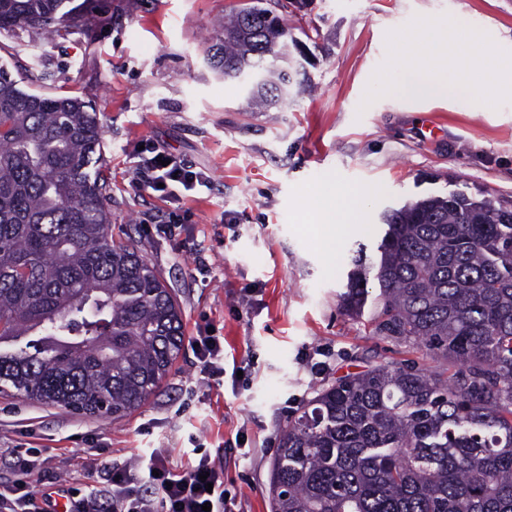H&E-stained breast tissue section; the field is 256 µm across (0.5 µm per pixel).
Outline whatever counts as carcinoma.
I'll use <instances>...</instances> for the list:
<instances>
[{
	"label": "carcinoma",
	"mask_w": 512,
	"mask_h": 512,
	"mask_svg": "<svg viewBox=\"0 0 512 512\" xmlns=\"http://www.w3.org/2000/svg\"><path fill=\"white\" fill-rule=\"evenodd\" d=\"M96 16L71 0H0V30L52 40ZM287 24L244 4L207 55L226 79L252 74L258 108L290 92ZM27 45V79L52 77ZM99 112L24 90L0 69V392L72 413L123 418L169 375L183 346L176 295L110 233ZM341 304L374 298L375 329L462 371L374 366L323 386L284 426L272 512H512V209L463 190L385 216Z\"/></svg>",
	"instance_id": "cac0c4a2"
}]
</instances>
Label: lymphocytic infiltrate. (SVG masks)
<instances>
[{
	"label": "lymphocytic infiltrate",
	"mask_w": 512,
	"mask_h": 512,
	"mask_svg": "<svg viewBox=\"0 0 512 512\" xmlns=\"http://www.w3.org/2000/svg\"><path fill=\"white\" fill-rule=\"evenodd\" d=\"M134 172L135 185L171 200L206 180L204 173L157 147L138 161ZM11 454L20 476L0 481V512H56L51 495L39 493L32 482L43 465L40 449L15 448ZM110 475L108 488L72 493L73 512H235L223 471L207 454L180 472L156 449L140 459L137 470L116 465Z\"/></svg>",
	"instance_id": "lymphocytic-infiltrate-1"
}]
</instances>
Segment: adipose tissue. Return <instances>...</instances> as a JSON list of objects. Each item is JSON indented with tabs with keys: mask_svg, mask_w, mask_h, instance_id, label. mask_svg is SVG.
Listing matches in <instances>:
<instances>
[{
	"mask_svg": "<svg viewBox=\"0 0 512 512\" xmlns=\"http://www.w3.org/2000/svg\"><path fill=\"white\" fill-rule=\"evenodd\" d=\"M472 49V44L464 42L453 27L437 23L427 25L413 37L409 50L427 58L432 66L423 69L405 65L398 85L400 94L412 101L447 97L451 85L446 68L450 65L463 69L462 87L484 91L486 101H493L502 91L512 93V59L494 61L495 79L488 84L479 71L466 66ZM357 200L356 193L344 190L330 178L320 181L310 195L307 214L327 260L336 259L344 239L356 230Z\"/></svg>",
	"mask_w": 512,
	"mask_h": 512,
	"instance_id": "1",
	"label": "adipose tissue"
}]
</instances>
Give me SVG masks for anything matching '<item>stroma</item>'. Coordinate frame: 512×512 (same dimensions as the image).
Returning <instances> with one entry per match:
<instances>
[{"mask_svg": "<svg viewBox=\"0 0 512 512\" xmlns=\"http://www.w3.org/2000/svg\"><path fill=\"white\" fill-rule=\"evenodd\" d=\"M239 0H95L97 23L42 44L50 80L27 91L79 97L106 125L101 145L114 238L136 240L172 288L185 336L211 326L224 339V378L206 382L191 346L145 405L121 418L77 415L0 394V477L8 449H42L54 487L86 484V447L137 466L167 449L178 469L194 453L224 467L241 512H271L270 463L280 432L321 386L377 365L456 375L423 344L375 333L373 305L342 311L358 249L376 256L383 216L455 190L512 201V96L482 111L478 93L413 102L391 90V37L443 19L485 48L512 56V0H307L283 9L311 87L266 112L243 84L210 67L207 41ZM159 146L202 170L208 187L179 202L136 188L142 147ZM331 178L361 192L358 232L326 265L301 211ZM187 218L177 239L157 233Z\"/></svg>", "mask_w": 512, "mask_h": 512, "instance_id": "1", "label": "stroma"}]
</instances>
